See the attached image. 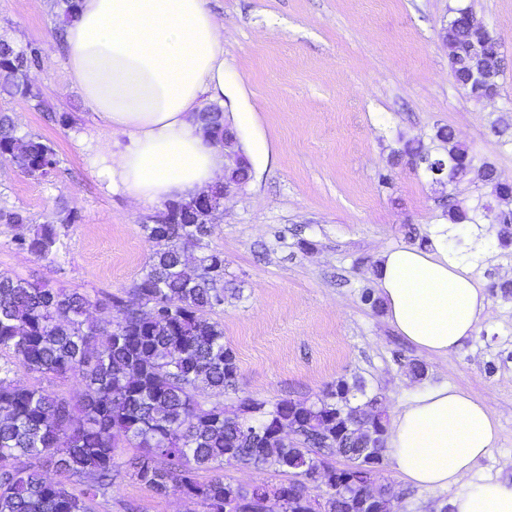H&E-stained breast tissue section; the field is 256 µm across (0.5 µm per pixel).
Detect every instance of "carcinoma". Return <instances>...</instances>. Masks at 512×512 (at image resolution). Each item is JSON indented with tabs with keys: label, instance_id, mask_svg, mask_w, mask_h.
<instances>
[{
	"label": "carcinoma",
	"instance_id": "cac0c4a2",
	"mask_svg": "<svg viewBox=\"0 0 512 512\" xmlns=\"http://www.w3.org/2000/svg\"><path fill=\"white\" fill-rule=\"evenodd\" d=\"M457 50L448 53L454 82L476 85L467 58L481 56L491 68L504 61L500 42L486 38L482 24L458 28ZM38 52L16 48L0 39V98L23 99L38 112H50L34 91L31 69ZM209 131L224 130L223 112L198 113ZM435 138L444 152L432 154L407 141L396 151L397 161L428 172L445 160L447 175L431 178L448 196L473 170L491 183L503 200L512 198V184L498 180L495 167L474 164V156L455 141L453 130L437 128ZM0 160L34 180L51 175L57 165L54 149L40 138L18 131L13 118L0 110ZM447 219L456 225L478 223V208L451 204ZM142 225L145 238L165 241L151 254L129 289L134 302L112 297L107 314L89 319L90 298L78 292L36 285L0 276V512H93L92 504L109 488L130 477L159 496L179 493L193 499L202 512H259L267 496H279L286 512H364L372 499L378 512H390L391 488L362 477L369 467H381L387 456L384 434L387 416L377 408L378 397L364 406L353 403L364 392L363 381L339 380L310 402H275L247 397L229 412L221 403H204L198 392L237 393L239 366L224 341V327L208 314L224 305V253L205 242L209 226L205 211L170 201ZM58 230L40 225L21 245L40 259L53 256ZM194 246L200 264L182 263V251ZM51 378L73 377L82 386L73 402L44 388L10 380L12 365ZM299 424L291 439L276 435L283 426ZM138 449L124 462L115 458L120 446ZM341 456L344 469L328 463L318 484L345 478L349 496L321 497L312 505L297 497L293 478L319 458ZM26 462H21V459ZM45 459L61 474L82 482L74 493L48 478L35 464ZM246 462L291 477L278 484L243 489L224 482V467ZM215 476L199 480L198 471Z\"/></svg>",
	"mask_w": 512,
	"mask_h": 512
}]
</instances>
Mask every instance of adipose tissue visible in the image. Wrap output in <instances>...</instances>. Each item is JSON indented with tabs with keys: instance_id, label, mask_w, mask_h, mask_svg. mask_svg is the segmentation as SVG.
<instances>
[{
	"instance_id": "1",
	"label": "adipose tissue",
	"mask_w": 512,
	"mask_h": 512,
	"mask_svg": "<svg viewBox=\"0 0 512 512\" xmlns=\"http://www.w3.org/2000/svg\"><path fill=\"white\" fill-rule=\"evenodd\" d=\"M65 33L72 85L112 129L111 148L94 163L113 191L154 205L206 189L223 173L224 153L197 119L203 101L219 105L224 95V37L206 0H79ZM376 279L390 324L436 355L473 336L488 304L444 251L386 249ZM499 440L487 404L441 385L396 411L387 448L414 485H469L453 512H512V483L472 480Z\"/></svg>"
}]
</instances>
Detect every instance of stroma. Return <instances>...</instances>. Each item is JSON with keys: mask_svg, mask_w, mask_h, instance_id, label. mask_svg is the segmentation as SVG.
Masks as SVG:
<instances>
[{"mask_svg": "<svg viewBox=\"0 0 512 512\" xmlns=\"http://www.w3.org/2000/svg\"><path fill=\"white\" fill-rule=\"evenodd\" d=\"M499 38L509 66L500 95L482 103L454 83L439 31L457 0H206L224 35V113H242L239 143L251 177L219 213L208 238L224 254V283L237 289L212 319L239 364L240 399L315 398L341 379L362 377L387 412L418 389L446 384L469 391L498 416L501 440L476 464L474 479L512 481V244L498 240L495 214L512 202L492 186L464 181L459 197L480 206V222L464 228L453 250L488 306L478 328L443 356L417 349L364 301L378 292V256L392 246L433 251L445 223L443 198L422 171L393 165L405 141L436 148L437 127L449 126L478 161L512 183V0H470ZM54 0H0V38L40 48L35 89L56 119L21 99L10 113L19 132L41 137L58 164L45 180L0 161V208L20 211L22 224L0 223V276L77 290L102 317L112 295L125 294L152 245L142 226L154 207L108 189L91 164L94 147L112 132L72 88L68 46ZM71 223H62V216ZM42 224L58 227L53 259L20 245ZM422 364L424 377L410 370ZM381 478L397 512H441L456 489L404 481L393 459ZM201 512L199 504L156 495L125 479L93 512Z\"/></svg>", "mask_w": 512, "mask_h": 512, "instance_id": "obj_1", "label": "stroma"}]
</instances>
